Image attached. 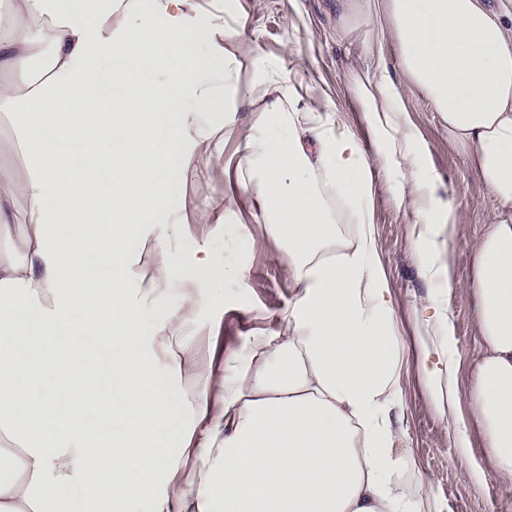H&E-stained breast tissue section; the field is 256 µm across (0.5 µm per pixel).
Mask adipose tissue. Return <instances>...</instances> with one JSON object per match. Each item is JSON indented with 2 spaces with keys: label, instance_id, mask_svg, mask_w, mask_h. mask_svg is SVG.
I'll use <instances>...</instances> for the list:
<instances>
[{
  "label": "adipose tissue",
  "instance_id": "adipose-tissue-1",
  "mask_svg": "<svg viewBox=\"0 0 512 512\" xmlns=\"http://www.w3.org/2000/svg\"><path fill=\"white\" fill-rule=\"evenodd\" d=\"M387 16L407 73L495 197L468 276L438 261L456 211L435 210V188L400 165L417 139L397 93L360 85L385 144L374 155L330 114L290 101L260 113L240 160L247 200L288 247V328L251 337L223 375L199 370L174 389L143 345L126 243L162 195L153 115L175 112L167 139L177 148L198 116L182 100L206 96L204 63L187 54L177 21L155 25L137 0H10L0 12V112L23 162L0 164V512H70V488L100 512H133L174 440L185 479L153 512H442L405 480L401 338L367 206L380 167L399 168L420 202L425 276L472 301L481 351L468 373L452 316L419 339L422 353L442 356L425 375L446 429L467 449L477 425L489 450V469L464 476L512 486V31L482 0H387ZM79 156L90 170L76 178ZM333 196L353 233L334 219ZM62 225L77 229L69 241L56 236ZM186 408L198 439L177 435ZM116 414L126 423L117 437L87 423Z\"/></svg>",
  "mask_w": 512,
  "mask_h": 512
}]
</instances>
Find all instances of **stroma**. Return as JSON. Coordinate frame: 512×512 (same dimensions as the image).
Here are the masks:
<instances>
[{"label": "stroma", "instance_id": "35a3bbf8", "mask_svg": "<svg viewBox=\"0 0 512 512\" xmlns=\"http://www.w3.org/2000/svg\"><path fill=\"white\" fill-rule=\"evenodd\" d=\"M181 16L189 35L186 51L208 61L199 79L215 87L217 97L204 126L182 141L163 176L155 218L172 226L165 243L175 256L171 279L151 292L142 281L143 241L152 238L150 227L126 245L127 292L142 303L145 336L177 312L188 282L200 302L184 321L181 339L186 354L212 365L216 374H223L225 357L241 350L249 336L283 325L292 296L288 261L245 199L239 159L241 133L285 86L301 107L333 113L337 130L371 153L380 145L365 123L355 80L367 78L400 93L420 142L412 158L416 176L438 184V207H454L461 224L454 240L443 237L439 244L451 247L456 273L466 278L495 199L467 156L449 142L447 123L407 75L386 24L385 0H191ZM233 28L240 37L228 38ZM200 30L210 31V39L197 40ZM207 207L214 216L199 223L197 214ZM369 209L404 341L402 426L414 461L408 481L415 489L431 486L443 512H512V487L491 478L477 486L464 478V466H485L486 450L477 439L468 454H461L421 371L418 338L440 309L452 313L457 339L478 350L470 301L457 289L436 292L424 277L417 257L418 204L398 169H374ZM228 227L261 240V247L225 237ZM234 265L247 269L245 284L225 281V267Z\"/></svg>", "mask_w": 512, "mask_h": 512}]
</instances>
